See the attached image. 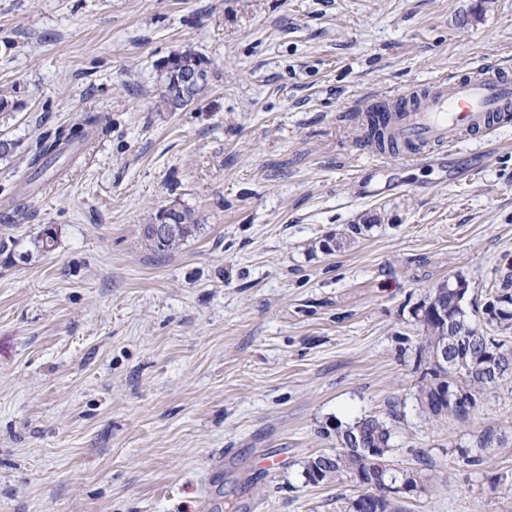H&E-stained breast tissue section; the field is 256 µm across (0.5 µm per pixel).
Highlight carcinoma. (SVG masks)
I'll return each instance as SVG.
<instances>
[{
  "label": "carcinoma",
  "mask_w": 512,
  "mask_h": 512,
  "mask_svg": "<svg viewBox=\"0 0 512 512\" xmlns=\"http://www.w3.org/2000/svg\"><path fill=\"white\" fill-rule=\"evenodd\" d=\"M205 61L190 52L179 56L171 66H164L163 86L160 94V106L172 112L189 105L204 89L208 82V70ZM184 65L202 66V83L194 89L181 84L179 70ZM75 137L73 129L60 126L52 131L42 133L31 151L28 165L39 174L60 155L59 147ZM174 217L173 231L164 238L154 237L151 227L159 214L151 217V223L144 225L143 236L152 250L157 253H169L176 250L184 241L194 236L200 229L198 216L190 209L178 208L171 212ZM468 283L460 280V287L447 288L440 284L434 289L432 297L436 298L447 316V322L422 314L418 308L414 312L417 323L422 327L421 336L415 347L419 363L432 368L430 374H422L418 387V400L422 409L436 421L453 417L464 421L474 415L481 396L488 390L498 387L502 382L512 380V347L508 343L512 338V315L507 318H490L480 327L473 322L477 317L476 299H467ZM467 331L475 336L488 337V342H480L473 348L458 355L457 334ZM448 348V360L440 362V352ZM498 357L502 371L493 379L484 371L486 356ZM391 420L377 416H365L354 425L336 430V447L328 452H321L310 457L303 466L305 482L314 485L340 483L351 474L358 476L359 487L372 498V512H406L403 506L405 496L390 497L384 488L372 486L388 479L400 480L416 488L425 486L430 476L419 467L404 468L391 460L393 447V421L397 414H389ZM362 426L366 447L348 448L344 444V435ZM497 440L492 430H485L477 437L475 445L461 451L462 461L469 466H481L487 462L489 447Z\"/></svg>",
  "instance_id": "1"
}]
</instances>
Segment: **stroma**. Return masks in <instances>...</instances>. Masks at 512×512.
<instances>
[{
  "instance_id": "stroma-1",
  "label": "stroma",
  "mask_w": 512,
  "mask_h": 512,
  "mask_svg": "<svg viewBox=\"0 0 512 512\" xmlns=\"http://www.w3.org/2000/svg\"><path fill=\"white\" fill-rule=\"evenodd\" d=\"M177 51L209 82L170 112ZM486 57L512 68V0H0V512H340L353 482L303 464L392 408L394 458L436 477L407 512H512V382L429 419L414 318L448 280L512 289V124L391 170L354 118ZM169 205L201 228L159 254ZM205 61L190 52L183 53L179 56L178 61L171 66L166 63L163 66V86L160 94V106L166 110L174 112L189 105L195 97L204 89L208 82V70L204 66ZM182 65H201L202 83L194 89L186 88L181 84V76L179 70ZM75 136L77 134L72 127L66 129L60 126L52 131L43 132L35 142L28 165L34 169L35 174L42 173L43 169L61 154L59 147L75 140ZM175 209V211L169 212V215L174 217L173 231L166 237L156 239L151 231L152 224H155L158 218L159 221L155 225V232L157 234H162L166 229V224H171L166 207L161 209V213L158 210L151 218V222L144 225L143 236L149 247L157 253H169L176 250L184 241L194 236L200 229V220L192 210L176 207ZM162 212H165V214L162 215ZM497 440L493 430H485L477 437L475 445L472 448L461 451L462 461L469 466H481L487 462L489 450L492 444Z\"/></svg>"
}]
</instances>
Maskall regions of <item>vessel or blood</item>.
<instances>
[{"label":"vessel or blood","instance_id":"vessel-or-blood-1","mask_svg":"<svg viewBox=\"0 0 512 512\" xmlns=\"http://www.w3.org/2000/svg\"><path fill=\"white\" fill-rule=\"evenodd\" d=\"M359 110L367 129L391 144L387 159L422 162L433 150H455L462 138H484L512 122V70L484 62L428 86L366 100Z\"/></svg>","mask_w":512,"mask_h":512}]
</instances>
